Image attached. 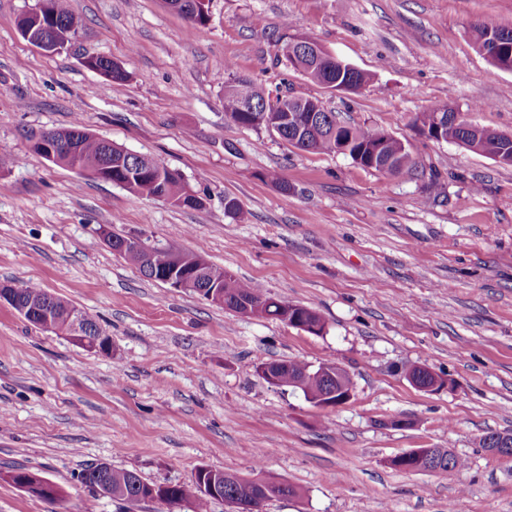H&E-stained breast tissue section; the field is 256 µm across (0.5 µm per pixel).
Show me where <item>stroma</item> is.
I'll return each mask as SVG.
<instances>
[{
    "mask_svg": "<svg viewBox=\"0 0 512 512\" xmlns=\"http://www.w3.org/2000/svg\"><path fill=\"white\" fill-rule=\"evenodd\" d=\"M41 5L0 0V152L15 159L0 170V281L87 311L112 350L0 305V512H192L95 495L80 475L99 462L154 484L187 487L207 467L296 488L262 512H512V457L479 444L512 433V167L416 123L448 105L512 135V72L474 44L475 26H512V0H211L204 26L165 0H68L83 26L55 52L18 31ZM301 37L369 82L340 95L308 82L283 52ZM92 55L127 80L89 70ZM237 77L400 139L411 168L367 170L237 126L224 113ZM76 121L178 172L204 207L136 196L35 152L42 132ZM228 197L246 220L225 212ZM106 230L201 254L316 310L325 328L238 315L147 280ZM288 359L344 369L350 400L321 408L257 373ZM414 365L443 387L412 386ZM415 448L466 465L391 466ZM21 468L59 498L15 486L7 474Z\"/></svg>",
    "mask_w": 512,
    "mask_h": 512,
    "instance_id": "stroma-1",
    "label": "stroma"
}]
</instances>
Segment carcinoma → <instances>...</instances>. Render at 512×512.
Segmentation results:
<instances>
[{
	"mask_svg": "<svg viewBox=\"0 0 512 512\" xmlns=\"http://www.w3.org/2000/svg\"><path fill=\"white\" fill-rule=\"evenodd\" d=\"M50 4L51 15L62 33V38L70 37L79 26V18L69 11L66 0H50ZM291 65L312 83L322 86L328 83L329 75L323 65H317L306 59L293 61ZM246 98L254 100L255 111H241V102ZM279 104L280 100L270 101V97L266 96L263 88L248 80H237L224 87V112L236 125L250 129L264 127L276 132L291 146L311 153H336L340 143L343 142L347 145V155L356 164L365 169L380 170L379 164L373 162L370 152L379 131L352 126L341 121L336 112L321 110L316 113L317 123L301 133L296 125L284 122V118L288 117V112L291 111L301 123H306L308 110L315 109L313 98L295 93L288 97L285 107L281 108ZM63 135L68 140L74 141L75 151L60 152L55 163L72 169H88L108 156L112 159L110 182L122 184L128 192L139 196L162 198L177 207L191 209L201 207V204H193L184 198L185 185L180 176L161 175V163L157 160L131 153L114 144L109 145L105 140L87 132L79 123L68 128L45 132L42 137L49 136L56 139ZM448 140L465 146L471 151L485 154L502 165H507L512 160V137L480 127L471 128L463 118L457 124L448 123ZM384 153L388 157L404 160V167H410V153L401 140L386 139ZM121 256L135 266L142 276L155 282L159 281L160 272L168 266V254L162 250L155 252L153 262L150 264L144 263L140 252L130 247L122 252ZM185 257L186 266L199 270L205 282L220 283L224 297L230 302L242 299L256 303L262 306V312L271 316L276 315L284 305V301L267 296L249 283L235 278L223 268L204 261L203 256L198 253H187ZM48 297L49 294L42 288L28 285L22 288L19 302L33 308L40 306ZM294 313L301 321L317 327L315 334L322 333L324 322L316 311L299 305ZM280 366L282 367L280 385H288L290 377L301 379L303 386L298 388V391L307 400L322 395L332 387L346 392L353 387L350 376L341 368L337 369L336 378L331 379L321 374L320 369H313L302 362L282 361ZM432 453L445 463L447 469L459 470L464 466V460L453 453H448L445 449L434 448ZM194 478L205 485L213 480L217 487L224 488L222 500L233 505L236 512H244L247 507L269 499L258 479H247L231 473L224 474L214 469L208 470L205 474L197 470ZM81 480L95 492L103 486L109 490L112 499L126 502L140 501V492L148 486V483L136 472L114 468L107 463L89 467L82 473Z\"/></svg>",
	"mask_w": 512,
	"mask_h": 512,
	"instance_id": "cac0c4a2",
	"label": "carcinoma"
}]
</instances>
